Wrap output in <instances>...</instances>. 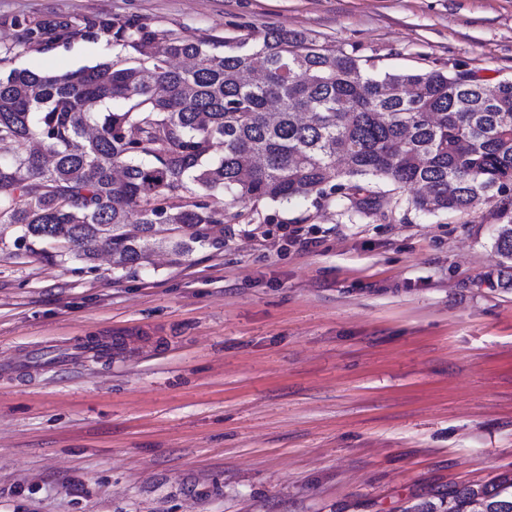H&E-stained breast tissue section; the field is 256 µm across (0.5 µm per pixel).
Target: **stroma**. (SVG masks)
<instances>
[{"instance_id":"35a3bbf8","label":"stroma","mask_w":512,"mask_h":512,"mask_svg":"<svg viewBox=\"0 0 512 512\" xmlns=\"http://www.w3.org/2000/svg\"><path fill=\"white\" fill-rule=\"evenodd\" d=\"M85 17L195 41L297 30L376 74L512 79V0H0V73L134 60L103 35L17 46ZM415 193L389 221L235 202L223 249L127 273L0 251V512H405L512 474L493 207L465 224ZM104 337L111 358H71Z\"/></svg>"}]
</instances>
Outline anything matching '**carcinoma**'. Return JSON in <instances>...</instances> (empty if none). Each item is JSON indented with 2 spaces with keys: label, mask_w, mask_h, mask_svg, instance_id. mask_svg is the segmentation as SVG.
Returning a JSON list of instances; mask_svg holds the SVG:
<instances>
[{
  "label": "carcinoma",
  "mask_w": 512,
  "mask_h": 512,
  "mask_svg": "<svg viewBox=\"0 0 512 512\" xmlns=\"http://www.w3.org/2000/svg\"><path fill=\"white\" fill-rule=\"evenodd\" d=\"M100 33L144 62L0 77V151L12 153L0 162L1 247L88 266L105 250L130 271L151 241L179 257L222 249L212 226L224 223L228 195L316 207L334 197L348 213L385 218L393 197L372 188L381 180L423 186L409 204L466 224L496 202L495 253L512 260V81L440 68L375 75L356 51L286 29L224 52L221 39L86 18L36 23L24 45ZM30 140L44 153L15 151ZM437 498L413 512H474L476 502L512 512V478Z\"/></svg>",
  "instance_id": "carcinoma-1"
}]
</instances>
